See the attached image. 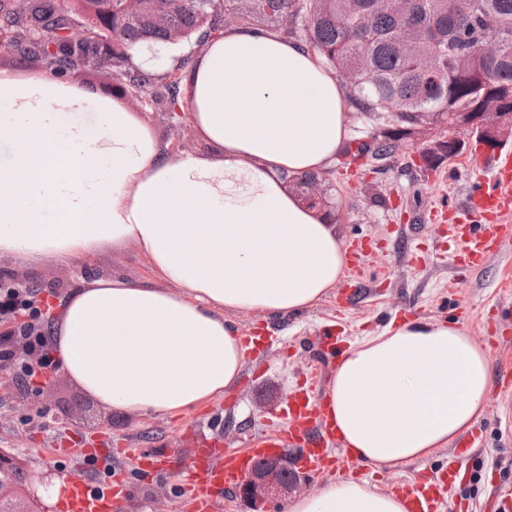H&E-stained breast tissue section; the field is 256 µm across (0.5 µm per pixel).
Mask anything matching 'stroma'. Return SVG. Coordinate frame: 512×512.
I'll return each mask as SVG.
<instances>
[{"label":"stroma","instance_id":"1","mask_svg":"<svg viewBox=\"0 0 512 512\" xmlns=\"http://www.w3.org/2000/svg\"><path fill=\"white\" fill-rule=\"evenodd\" d=\"M164 145L182 138L206 150L189 117L170 126L162 113L139 101L128 103ZM415 141H404L384 160L337 162L325 173L331 211L345 243L366 242L368 249L356 277V299H345V280L328 296L287 324L251 314L237 315L242 335L261 339L248 350L237 386L222 400L176 416L120 418L104 412L61 372L42 396L0 373V448L14 451L30 474V491L39 512H55V486L71 479L74 460L53 462L51 448L78 446L95 440L112 448H148L184 461L199 436L223 447L243 450L285 425L287 394L316 383L325 392L336 361L320 355L318 339L332 332L352 341L380 333L391 321L412 317L465 326L470 336L487 345L494 389L501 402H488L479 425L483 442L469 458L466 478L449 487V512H491L499 493L512 492V441L499 420L512 396L504 394L502 370L512 366V239L502 242L484 265L462 273L448 264V210L471 201L474 186L491 175L490 167L471 168L469 154L447 160L430 174L409 164ZM30 276L42 290L41 303L64 295L81 281L116 274L138 282L152 278L147 258L134 246L106 251L68 265L51 262L37 267L0 262V277ZM449 449L402 466L375 471L351 461L344 475L367 480L370 487L390 492L410 485L418 475L439 478L448 468ZM185 491L177 473L152 483L133 481L125 512H184Z\"/></svg>","mask_w":512,"mask_h":512}]
</instances>
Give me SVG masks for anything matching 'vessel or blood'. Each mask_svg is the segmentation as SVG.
<instances>
[{"instance_id": "b4317fda", "label": "vessel or blood", "mask_w": 512, "mask_h": 512, "mask_svg": "<svg viewBox=\"0 0 512 512\" xmlns=\"http://www.w3.org/2000/svg\"><path fill=\"white\" fill-rule=\"evenodd\" d=\"M491 172L490 179L480 186L470 203L450 211L448 261L462 272L483 266L496 241L512 237V153L498 156ZM334 439V429L324 417L321 402L304 394L295 397L289 407L286 426L256 441L251 448L237 451L199 442L189 459L178 467L191 491L188 512H218L224 491L240 483L258 460L271 454H294L302 469L309 473H340L343 460L330 447ZM479 440V434H472L449 459V482L460 480L467 451L476 447ZM125 454L143 479L162 474L158 453L129 448ZM49 457L76 458L83 468L99 474L95 480L73 478L61 512H124L128 474L124 468L113 465L111 449L55 448ZM404 504L406 512H444L446 506L437 486L426 483L410 488Z\"/></svg>"}]
</instances>
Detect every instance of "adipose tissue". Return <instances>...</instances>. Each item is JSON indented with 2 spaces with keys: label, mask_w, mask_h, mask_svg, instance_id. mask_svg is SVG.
<instances>
[{
  "label": "adipose tissue",
  "mask_w": 512,
  "mask_h": 512,
  "mask_svg": "<svg viewBox=\"0 0 512 512\" xmlns=\"http://www.w3.org/2000/svg\"><path fill=\"white\" fill-rule=\"evenodd\" d=\"M181 105L204 154L172 153L138 115L71 75L0 68V259L68 263L134 245L153 279L98 277L63 297L49 346L108 413L175 415L236 386V315L284 322L345 269L327 213L285 176L326 170L350 138L342 82L297 40L251 26L202 42ZM487 349L414 318L352 343L323 395L342 447L387 469L453 445L483 416ZM291 512H404L367 480L328 482Z\"/></svg>",
  "instance_id": "obj_1"
}]
</instances>
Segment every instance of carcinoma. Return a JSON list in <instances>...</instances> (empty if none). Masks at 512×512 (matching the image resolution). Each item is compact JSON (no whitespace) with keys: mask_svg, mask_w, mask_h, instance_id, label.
Returning <instances> with one entry per match:
<instances>
[{"mask_svg":"<svg viewBox=\"0 0 512 512\" xmlns=\"http://www.w3.org/2000/svg\"><path fill=\"white\" fill-rule=\"evenodd\" d=\"M145 11L162 16L165 27H154L125 17L119 0H69L67 8L99 6L112 30V47L87 42L74 49L60 33L61 19H52L51 0H34L27 16H17L21 28L50 26L44 41L21 42L6 48L24 58L52 53L51 66L74 69L82 57L95 68L120 66L134 44L160 47L168 44V29L188 39L210 35L223 14L196 0H142ZM225 10L235 13L243 26H265L292 38L302 36L336 75L348 74L345 84L348 108L385 127L366 139L345 146L343 156L385 159L402 142L422 140L431 147L426 161L436 169L446 158L459 155L448 149L439 130L455 120L467 121L496 102L512 110V0H467L462 14L448 13V0H414L413 30L401 36V20L393 0H225ZM369 13L373 27L366 31L344 27L339 18L352 20ZM490 38L496 55L489 59L476 44ZM123 92L152 98L159 112H175L181 98V77H170L154 88L155 77L144 71H122ZM29 475L18 459L0 468V484L27 489Z\"/></svg>","mask_w":512,"mask_h":512,"instance_id":"obj_1","label":"carcinoma"}]
</instances>
